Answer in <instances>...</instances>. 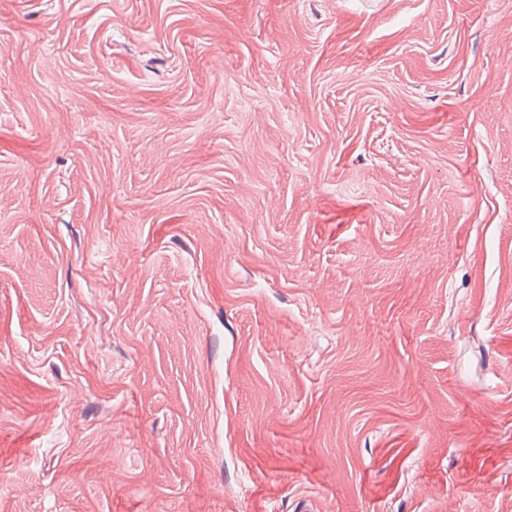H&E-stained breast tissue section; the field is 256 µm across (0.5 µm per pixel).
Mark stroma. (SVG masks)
I'll return each instance as SVG.
<instances>
[{"label":"stroma","mask_w":512,"mask_h":512,"mask_svg":"<svg viewBox=\"0 0 512 512\" xmlns=\"http://www.w3.org/2000/svg\"><path fill=\"white\" fill-rule=\"evenodd\" d=\"M0 512H512V0H0Z\"/></svg>","instance_id":"stroma-1"}]
</instances>
